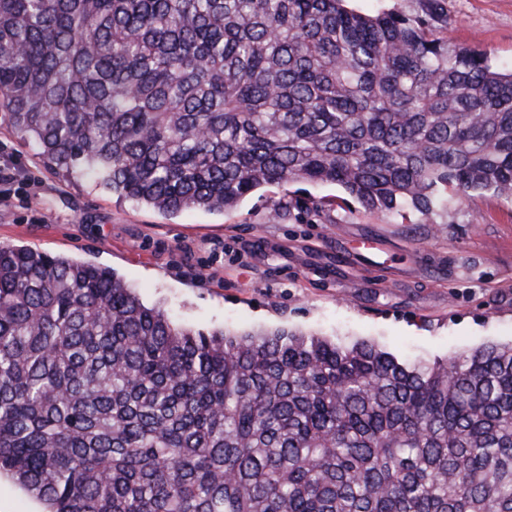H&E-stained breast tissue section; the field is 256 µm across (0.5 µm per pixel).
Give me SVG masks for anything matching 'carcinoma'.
<instances>
[{
	"mask_svg": "<svg viewBox=\"0 0 512 512\" xmlns=\"http://www.w3.org/2000/svg\"><path fill=\"white\" fill-rule=\"evenodd\" d=\"M343 2L0 0V106L55 173L165 215L298 182L425 224L511 195L512 72ZM0 474L43 512H512V346L206 332L0 244Z\"/></svg>",
	"mask_w": 512,
	"mask_h": 512,
	"instance_id": "1",
	"label": "carcinoma"
}]
</instances>
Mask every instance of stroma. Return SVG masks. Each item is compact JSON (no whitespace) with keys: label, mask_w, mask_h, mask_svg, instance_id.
<instances>
[{"label":"stroma","mask_w":512,"mask_h":512,"mask_svg":"<svg viewBox=\"0 0 512 512\" xmlns=\"http://www.w3.org/2000/svg\"><path fill=\"white\" fill-rule=\"evenodd\" d=\"M440 4L439 35L512 71V0ZM340 193L275 184L224 213L168 216L45 169L0 110V244L110 268L145 304L204 331L285 328L429 363L512 343V196L476 192L447 223L425 224L339 208ZM283 200L289 211L269 221Z\"/></svg>","instance_id":"1"}]
</instances>
